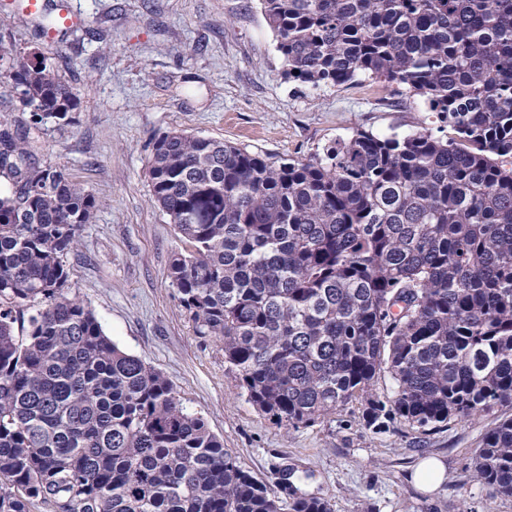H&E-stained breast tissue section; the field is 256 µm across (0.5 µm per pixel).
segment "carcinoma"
Masks as SVG:
<instances>
[{
  "mask_svg": "<svg viewBox=\"0 0 512 512\" xmlns=\"http://www.w3.org/2000/svg\"><path fill=\"white\" fill-rule=\"evenodd\" d=\"M261 2L286 80L395 84L456 137L361 129L297 162L156 139L151 195L191 245L170 278L196 335L279 425L357 397L375 432L512 405V0ZM13 81L35 128L71 121L77 95L46 64L18 57ZM0 177V512H332L286 462L268 491L68 296L96 199L2 112ZM474 475L512 498V417Z\"/></svg>",
  "mask_w": 512,
  "mask_h": 512,
  "instance_id": "obj_1",
  "label": "carcinoma"
}]
</instances>
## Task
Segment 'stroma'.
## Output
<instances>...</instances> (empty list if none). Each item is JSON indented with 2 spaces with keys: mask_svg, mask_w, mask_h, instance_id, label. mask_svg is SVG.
<instances>
[{
  "mask_svg": "<svg viewBox=\"0 0 512 512\" xmlns=\"http://www.w3.org/2000/svg\"><path fill=\"white\" fill-rule=\"evenodd\" d=\"M69 3L86 22L54 41L42 35L44 18L0 7V113L29 121L10 79L19 54L41 58L78 93L71 123L46 125L40 156L97 202L68 257L71 294L269 490L285 461L300 491L333 512H512V498L491 497L473 472L485 431L512 407L431 431L396 421L376 433L356 399L312 424L276 425L241 389L222 341L196 335L170 285L172 255L187 243L152 200L147 168L159 136L183 131L300 161L359 129H416L427 115L420 99L381 80L313 89L284 79L259 0ZM430 456L446 467L433 495L409 479Z\"/></svg>",
  "mask_w": 512,
  "mask_h": 512,
  "instance_id": "stroma-1",
  "label": "stroma"
}]
</instances>
